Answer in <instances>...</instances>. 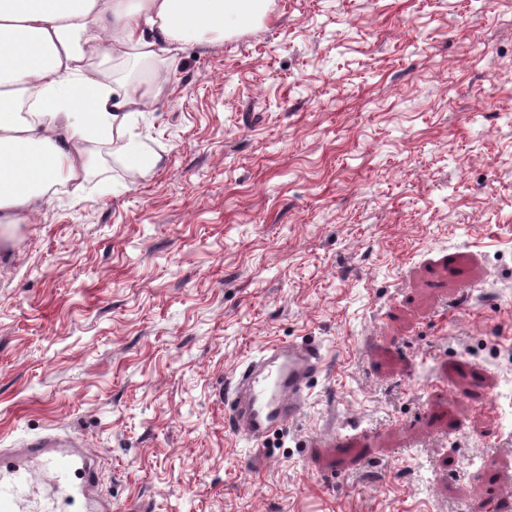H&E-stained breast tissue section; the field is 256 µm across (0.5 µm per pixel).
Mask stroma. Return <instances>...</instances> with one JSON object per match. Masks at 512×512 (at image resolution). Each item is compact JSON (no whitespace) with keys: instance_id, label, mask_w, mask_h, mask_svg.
Wrapping results in <instances>:
<instances>
[{"instance_id":"stroma-1","label":"stroma","mask_w":512,"mask_h":512,"mask_svg":"<svg viewBox=\"0 0 512 512\" xmlns=\"http://www.w3.org/2000/svg\"><path fill=\"white\" fill-rule=\"evenodd\" d=\"M158 74L159 166L0 254V448L81 438L114 512H512V6L271 0ZM308 340L300 416L234 433L220 388Z\"/></svg>"}]
</instances>
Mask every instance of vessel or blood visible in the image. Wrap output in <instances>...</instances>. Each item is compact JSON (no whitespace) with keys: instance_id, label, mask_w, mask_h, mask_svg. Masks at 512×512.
I'll return each instance as SVG.
<instances>
[{"instance_id":"obj_1","label":"vessel or blood","mask_w":512,"mask_h":512,"mask_svg":"<svg viewBox=\"0 0 512 512\" xmlns=\"http://www.w3.org/2000/svg\"><path fill=\"white\" fill-rule=\"evenodd\" d=\"M319 345L266 346L229 380V426L265 440L302 410L311 384L327 370ZM112 512L83 441L51 430L0 448V512Z\"/></svg>"}]
</instances>
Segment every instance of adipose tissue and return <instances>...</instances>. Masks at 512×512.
I'll return each mask as SVG.
<instances>
[{"label":"adipose tissue","mask_w":512,"mask_h":512,"mask_svg":"<svg viewBox=\"0 0 512 512\" xmlns=\"http://www.w3.org/2000/svg\"><path fill=\"white\" fill-rule=\"evenodd\" d=\"M269 2L0 0V229L31 223L58 189L80 194L103 150L150 174L161 157L139 119L161 85L120 80L113 64L175 65L187 44L261 21Z\"/></svg>","instance_id":"1"}]
</instances>
